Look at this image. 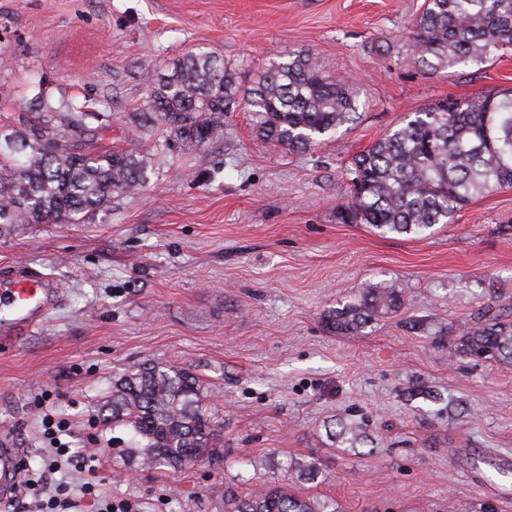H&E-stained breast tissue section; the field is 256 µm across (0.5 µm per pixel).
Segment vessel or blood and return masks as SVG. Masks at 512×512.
Returning <instances> with one entry per match:
<instances>
[{"mask_svg": "<svg viewBox=\"0 0 512 512\" xmlns=\"http://www.w3.org/2000/svg\"><path fill=\"white\" fill-rule=\"evenodd\" d=\"M50 280L40 273L12 277L0 286V327L13 335H23L39 327L50 309ZM21 452L0 448V495L11 498L20 488Z\"/></svg>", "mask_w": 512, "mask_h": 512, "instance_id": "1", "label": "vessel or blood"}]
</instances>
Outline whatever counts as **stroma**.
<instances>
[{"instance_id":"35a3bbf8","label":"stroma","mask_w":512,"mask_h":512,"mask_svg":"<svg viewBox=\"0 0 512 512\" xmlns=\"http://www.w3.org/2000/svg\"><path fill=\"white\" fill-rule=\"evenodd\" d=\"M423 0H0V124L53 97L105 113L104 143L153 152L139 127L145 74L204 48L249 88L293 50L353 79L360 118L307 150L260 140L248 113L224 116L203 146L157 156L146 186L83 224H30L0 237V273L27 266L63 299L41 326L0 337V441L43 470L54 443L81 512L104 498L132 512H216L212 489L247 494L312 457L323 477L299 495L344 512H512V366L451 356L462 322L512 309V189L476 200L431 234L378 236L344 222L352 158L444 99L512 88V51L480 66L423 73L407 29ZM399 288L402 307L359 336L324 313L363 288ZM417 321L421 330L410 329ZM188 369L217 417L224 465L174 472L112 459L98 422L113 377L142 363ZM374 452L334 448L326 425L353 413ZM95 494L83 492L85 483Z\"/></svg>"}]
</instances>
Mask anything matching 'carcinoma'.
Segmentation results:
<instances>
[{"label": "carcinoma", "instance_id": "carcinoma-1", "mask_svg": "<svg viewBox=\"0 0 512 512\" xmlns=\"http://www.w3.org/2000/svg\"><path fill=\"white\" fill-rule=\"evenodd\" d=\"M410 61L430 75L461 64H484L512 49V0H425L410 31ZM238 69L198 49L169 73L145 76L143 124L167 127L181 142L202 146L224 127V113H251L259 137L306 150L357 119L353 83L327 74L306 52L290 51L265 69L245 95ZM47 119L41 132L23 122L0 125V235L22 224H81L108 212L116 193L143 188L154 169L151 154L112 151L100 119L85 104L35 97ZM350 195L345 218L381 235H419L478 198L512 188V88L470 100H448L414 113L402 127L374 142L347 168ZM402 305L391 285L366 288L323 316L329 333L355 336ZM453 355L512 366V312L463 323ZM200 380L174 365L144 363L112 380V403L99 420L128 439L114 449L123 461L180 471L223 462L214 418L202 403ZM367 423L338 421L328 430L336 448L372 442ZM285 476L313 482L315 460L289 459ZM224 512H342L336 500L299 496L264 485L246 496L224 494Z\"/></svg>", "mask_w": 512, "mask_h": 512}]
</instances>
